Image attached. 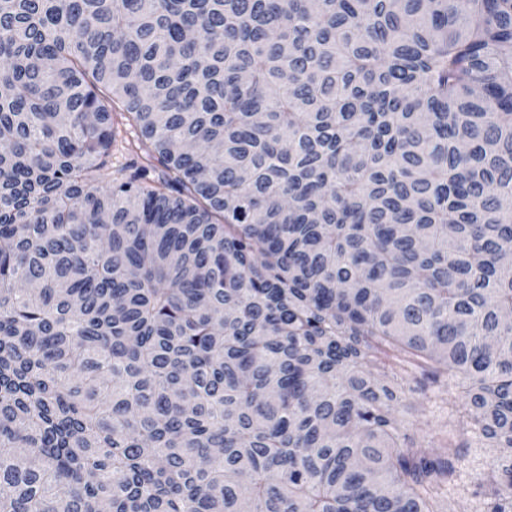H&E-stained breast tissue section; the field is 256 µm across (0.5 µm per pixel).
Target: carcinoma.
Segmentation results:
<instances>
[{
	"label": "carcinoma",
	"mask_w": 512,
	"mask_h": 512,
	"mask_svg": "<svg viewBox=\"0 0 512 512\" xmlns=\"http://www.w3.org/2000/svg\"><path fill=\"white\" fill-rule=\"evenodd\" d=\"M0 143V512H512V0H0ZM421 378L419 373L407 374L399 368L383 377L399 396L395 415L402 434L407 437L405 446L424 444L439 447L445 442L446 423L448 422L447 381L440 380L426 391H421L413 378ZM493 454L492 448H484L477 440L469 441L467 448L468 476L465 479V487L457 488L447 497L445 511L473 512L482 509L480 497H474L471 492L476 485L482 483L485 488L490 486L491 475L488 470V462Z\"/></svg>",
	"instance_id": "obj_1"
}]
</instances>
